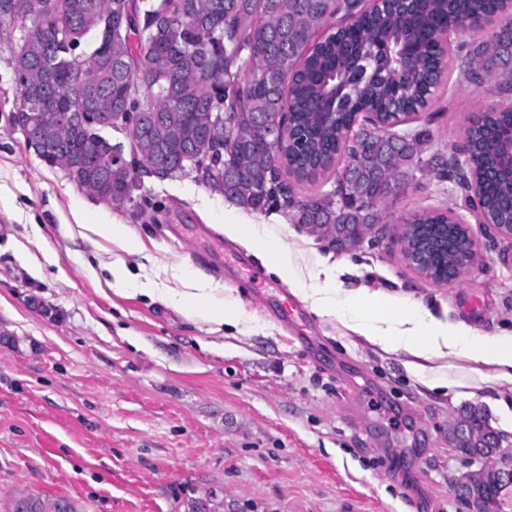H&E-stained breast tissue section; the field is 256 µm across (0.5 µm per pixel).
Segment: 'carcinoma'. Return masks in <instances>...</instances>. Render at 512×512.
Wrapping results in <instances>:
<instances>
[{
	"mask_svg": "<svg viewBox=\"0 0 512 512\" xmlns=\"http://www.w3.org/2000/svg\"><path fill=\"white\" fill-rule=\"evenodd\" d=\"M0 9V24H20L8 46L20 104L14 123L41 145L42 161L58 167L82 191L112 208L129 204L134 182L124 165L107 166L116 144L103 135L122 121L143 125L130 146L134 163L161 179L176 168L243 209L281 207L294 224L355 229V247L379 205L405 183L406 169L426 167L462 193L471 172L495 170L481 204L497 224H512V171L494 133L512 116L491 107L466 130V149L425 160L430 138L389 131L424 109L437 73L455 70L512 91V26L487 40H431L455 36L467 19L508 9L507 0H417L415 13L396 5L371 9L362 0H67L51 11L42 0ZM95 44L84 45L90 31ZM415 43L417 66L401 74L392 52ZM336 95V116L316 115V103ZM124 120L116 119L118 114ZM359 113L371 124L345 144ZM289 115L288 135L277 122ZM337 163L332 189L299 196L297 185ZM295 179L291 183L283 174ZM452 210L413 213L406 255L431 247L438 229L452 240L435 251L448 268L468 253ZM500 490L487 473L468 492L475 512H491ZM23 512H61L63 502L22 498Z\"/></svg>",
	"mask_w": 512,
	"mask_h": 512,
	"instance_id": "cac0c4a2",
	"label": "carcinoma"
}]
</instances>
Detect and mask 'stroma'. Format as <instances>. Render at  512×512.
Here are the masks:
<instances>
[{
    "label": "stroma",
    "instance_id": "obj_1",
    "mask_svg": "<svg viewBox=\"0 0 512 512\" xmlns=\"http://www.w3.org/2000/svg\"><path fill=\"white\" fill-rule=\"evenodd\" d=\"M20 35L0 25V512L28 495L68 500L76 512H341L349 500L360 512H472L459 483L512 462V383L444 357L428 360V373L454 386L430 387L408 354L309 311L307 333L322 344L313 353L276 307L248 295L247 266L262 269L268 293L287 280L225 236L228 200L193 177L142 175L143 201L118 210L89 197L12 123L19 91L7 46ZM502 97L497 84L457 72L397 131L460 149L475 103ZM451 187L410 168L405 190L381 204V222L342 253L282 211L239 215L265 222L304 277L330 268L343 292L379 290L489 336L511 330L512 241L471 224L477 265L440 285L390 244L410 214L444 206ZM87 223L121 225L143 255L85 236ZM195 224L224 241L206 267L192 255L209 242L171 232ZM147 255L163 265L166 287H177L178 269L223 286L245 331L115 294L107 271L85 272L121 260L135 273ZM470 411L498 436L497 455L456 448L453 427ZM49 433L68 457L58 468L41 451Z\"/></svg>",
    "mask_w": 512,
    "mask_h": 512
}]
</instances>
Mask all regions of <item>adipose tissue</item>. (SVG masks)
Wrapping results in <instances>:
<instances>
[{"label": "adipose tissue", "mask_w": 512, "mask_h": 512, "mask_svg": "<svg viewBox=\"0 0 512 512\" xmlns=\"http://www.w3.org/2000/svg\"><path fill=\"white\" fill-rule=\"evenodd\" d=\"M224 232L230 237H245L262 244L277 269L287 276L294 294L309 302L317 315L337 316L354 332L380 344L384 350L417 357L419 363L414 367L417 374H425V360L454 355L489 366L488 380L512 382V330L487 336L466 325L440 320L419 304L393 303L380 292L357 291L339 299L333 277H325L319 285L306 283L291 257L270 239L261 223L228 224ZM108 272L109 286L115 292H126L132 286L141 295L162 297L190 316L218 325L235 324L242 318L239 306L226 300L222 288L213 282L190 277L183 288H161L150 278L133 280L129 271L117 263L109 266Z\"/></svg>", "instance_id": "adipose-tissue-1"}]
</instances>
